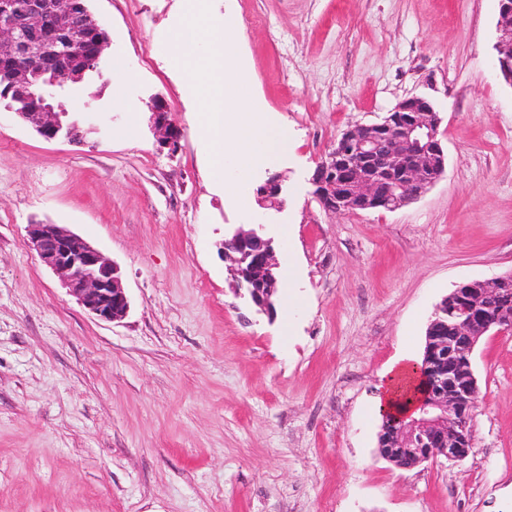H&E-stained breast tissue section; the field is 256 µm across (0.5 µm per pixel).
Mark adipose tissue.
Returning a JSON list of instances; mask_svg holds the SVG:
<instances>
[{
    "mask_svg": "<svg viewBox=\"0 0 512 512\" xmlns=\"http://www.w3.org/2000/svg\"><path fill=\"white\" fill-rule=\"evenodd\" d=\"M418 363V357L407 352L390 366L372 405L375 416L380 417L386 413H405L411 409L419 388Z\"/></svg>",
    "mask_w": 512,
    "mask_h": 512,
    "instance_id": "obj_1",
    "label": "adipose tissue"
}]
</instances>
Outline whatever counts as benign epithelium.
Returning a JSON list of instances; mask_svg holds the SVG:
<instances>
[{
  "label": "benign epithelium",
  "mask_w": 512,
  "mask_h": 512,
  "mask_svg": "<svg viewBox=\"0 0 512 512\" xmlns=\"http://www.w3.org/2000/svg\"><path fill=\"white\" fill-rule=\"evenodd\" d=\"M498 2L495 68L512 87V0ZM81 41L85 51L78 58ZM109 44L86 0H0V104L46 140L81 141L83 129L99 127L88 112L69 117L64 99L81 83L104 77ZM150 120L159 146L176 152L181 129L158 97ZM440 123L431 101L413 96L378 122L350 127L314 171L313 198L336 216L394 211L418 199L445 174ZM256 194L262 208L281 209V176H268ZM28 238L83 308L112 323L126 317L129 300L120 270L99 250L57 224H30ZM219 250L248 285L249 301L273 317L281 263L264 225L233 229ZM489 295L499 299L493 309L483 304ZM435 316L418 369L422 394L412 411L394 417L378 444L379 455L396 466L404 452L417 465L440 458L460 462L472 453L470 421L481 399L472 354L486 333L512 334V271L460 284L436 306Z\"/></svg>",
  "instance_id": "benign-epithelium-1"
}]
</instances>
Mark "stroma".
Wrapping results in <instances>:
<instances>
[{"instance_id": "obj_1", "label": "stroma", "mask_w": 512, "mask_h": 512, "mask_svg": "<svg viewBox=\"0 0 512 512\" xmlns=\"http://www.w3.org/2000/svg\"><path fill=\"white\" fill-rule=\"evenodd\" d=\"M105 80L66 99L100 133L47 141L0 109V512H512V335L473 365L460 464L397 469L367 410L407 337L458 283L512 270V87L498 0H214L288 149L239 186L214 176L171 66L182 0H90ZM428 97L445 176L395 211L326 213L310 178L336 137ZM182 129L159 149L149 101ZM282 175V211L242 207ZM59 224L121 269L99 320L28 242ZM264 224L291 268L268 319L232 287L226 229ZM497 38L494 44L495 68L502 80L512 87V0H498Z\"/></svg>"}]
</instances>
